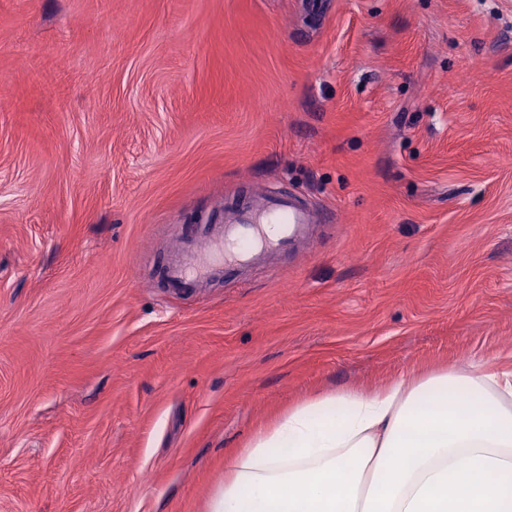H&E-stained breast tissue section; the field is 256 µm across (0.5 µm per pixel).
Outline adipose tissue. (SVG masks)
<instances>
[{
    "label": "adipose tissue",
    "instance_id": "obj_1",
    "mask_svg": "<svg viewBox=\"0 0 512 512\" xmlns=\"http://www.w3.org/2000/svg\"><path fill=\"white\" fill-rule=\"evenodd\" d=\"M210 512H512V372L300 403L229 464Z\"/></svg>",
    "mask_w": 512,
    "mask_h": 512
}]
</instances>
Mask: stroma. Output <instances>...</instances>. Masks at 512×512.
I'll list each match as a JSON object with an SVG mask.
<instances>
[{"mask_svg":"<svg viewBox=\"0 0 512 512\" xmlns=\"http://www.w3.org/2000/svg\"><path fill=\"white\" fill-rule=\"evenodd\" d=\"M0 512H208L327 392L512 367V0H0ZM309 249L166 286L260 192Z\"/></svg>","mask_w":512,"mask_h":512,"instance_id":"stroma-1","label":"stroma"}]
</instances>
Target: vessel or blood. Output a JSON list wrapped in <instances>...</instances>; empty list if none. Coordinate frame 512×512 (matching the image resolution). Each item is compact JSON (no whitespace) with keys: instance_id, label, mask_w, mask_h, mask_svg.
I'll return each instance as SVG.
<instances>
[{"instance_id":"vessel-or-blood-1","label":"vessel or blood","mask_w":512,"mask_h":512,"mask_svg":"<svg viewBox=\"0 0 512 512\" xmlns=\"http://www.w3.org/2000/svg\"><path fill=\"white\" fill-rule=\"evenodd\" d=\"M317 222L315 210L295 194H272L228 213L198 237L180 241L166 268L173 289L200 283L225 270L267 261L305 239Z\"/></svg>"}]
</instances>
